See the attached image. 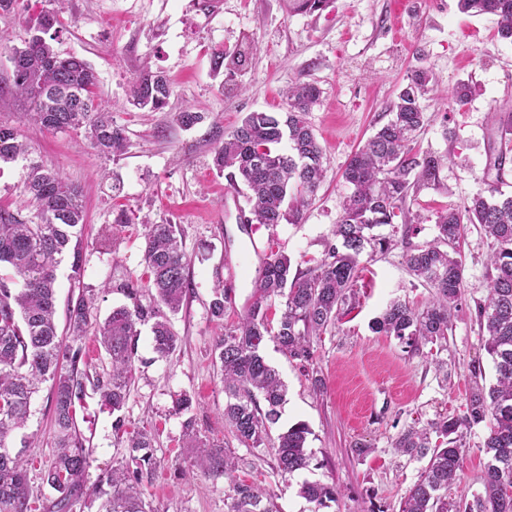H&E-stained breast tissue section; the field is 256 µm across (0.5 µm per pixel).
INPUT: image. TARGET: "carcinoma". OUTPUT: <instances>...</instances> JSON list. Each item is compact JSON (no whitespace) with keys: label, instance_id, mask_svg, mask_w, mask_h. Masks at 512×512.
Returning a JSON list of instances; mask_svg holds the SVG:
<instances>
[{"label":"carcinoma","instance_id":"1","mask_svg":"<svg viewBox=\"0 0 512 512\" xmlns=\"http://www.w3.org/2000/svg\"><path fill=\"white\" fill-rule=\"evenodd\" d=\"M332 0H292L294 12L313 13ZM461 12L497 17L498 34L512 43V0H458ZM23 23L27 37L20 47L0 40V52L18 58L10 83L0 85V97L11 94L26 104L20 122L58 131H82L105 156H119L127 148L125 129L112 120L108 106L96 92L93 67L76 55H62L52 44L51 30L59 14L42 9ZM253 43L231 55L217 50L213 71L230 70L245 60ZM430 70L418 68L397 94L393 117L382 125L349 159L342 177L351 193L337 220L334 241L326 245L315 266L293 271L291 258L271 254L254 282L252 301L238 321L224 326L215 344L224 382V421L247 448L271 440L268 425L276 423L285 397V385L264 356L266 343H276L289 358L313 362V341L334 327L360 303L361 258H373L401 244L409 273L431 288V300L416 308L393 301L374 321L375 329L393 336L410 352L423 353L428 345L443 347L463 296L465 265L462 243L465 225L477 224L490 241L489 288L475 302V316L485 333L484 348L496 371V383L485 387L476 377L460 418H440L422 429L399 435L394 450L411 458H428L418 479L406 492L400 512H512V195L503 193L501 173L512 151V106L499 116L500 150L494 161L496 178L485 192L463 209L436 213V236L422 244L411 242L418 227L405 202L410 193L440 182L444 158L422 153L412 142L426 122L421 100L432 91ZM169 80L145 67L134 79L130 103L160 110L171 96ZM320 95L319 87L299 82L288 88L284 112L253 111L225 135L215 150L213 166L227 173L229 186L245 188L251 204L247 224L265 228L275 236L280 224H296L323 181L324 149L306 114ZM29 154L21 128L0 123V163L15 162ZM26 206L32 218L0 209V512H30L28 460L24 449L34 436L24 435L22 450L13 453L9 442L25 428L33 395L50 383L56 450L43 482L54 492L50 512H73L85 495V475L92 456L79 440L75 406L83 399L84 382L79 364L88 335H93L110 358L111 370L93 383L112 411L126 404L129 382L138 361L139 326L151 324L153 350L161 358L177 347L171 316L177 314L188 291L186 254L176 224H148L144 232V258L149 270L146 285L129 283L123 291L129 303L115 307L101 322H90L94 295L80 294L68 304L67 337L58 334L56 269L62 256L73 254L72 271H81L80 236L86 223L81 192L58 171L39 161L26 166ZM389 228L383 233L381 229ZM152 300L142 303L144 292ZM283 310L277 320L268 316L272 301ZM232 303L231 289H213L211 316L221 321ZM192 398L175 399L174 411L182 421L184 447L194 449L195 466L213 477L224 478L226 512H277L273 495L265 488L236 479L240 458L222 445L199 437L189 416ZM487 424L484 440L488 456L482 476L483 491L472 498L448 499V485L464 469V431ZM437 440H432L431 434ZM310 430L296 423L277 437V469L284 477L309 468ZM155 434L142 430L128 441V455L112 467L103 481L110 487L104 512H155L146 499L160 460L155 457ZM299 495L317 508L336 501L334 485L305 482Z\"/></svg>","mask_w":512,"mask_h":512}]
</instances>
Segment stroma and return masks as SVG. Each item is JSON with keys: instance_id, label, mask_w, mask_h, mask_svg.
<instances>
[{"instance_id": "obj_1", "label": "stroma", "mask_w": 512, "mask_h": 512, "mask_svg": "<svg viewBox=\"0 0 512 512\" xmlns=\"http://www.w3.org/2000/svg\"><path fill=\"white\" fill-rule=\"evenodd\" d=\"M393 2L332 0L326 10L301 13L290 10L289 0H29L33 12L60 10L56 49L92 64L97 92L128 137L124 154L105 157L82 134L23 129L32 159L78 186L86 202L81 272L73 274L68 255L57 269L58 323H65L67 303L80 293L95 295L92 316L101 320L125 304V284L147 281L146 224L180 225L190 259L189 290L171 318L179 338L176 350L158 357L151 328L142 325L141 362L121 413L112 414L91 391L77 408L76 429L93 466L87 493L74 512H99V473L124 459L128 437L145 427L155 431L156 456L162 461L147 487L155 512H225L224 481L189 471L193 451L183 447L182 418L173 411L184 392L193 399L201 434L245 459L238 478L274 492L278 512H312V504L298 494L306 481L333 484L339 491L321 512H398L424 463L397 456V437L438 415H463L473 368H481L484 384L494 382L474 314L475 300L485 297L489 285L490 244L470 224L463 245L464 297L439 354L448 364L447 382H440L423 355L406 352L397 339L372 329L390 301L421 307L430 299L429 288L409 274L403 249L396 246L363 258L359 307L314 341L321 390H313L299 361L275 344L266 348L269 364L287 388L270 433L306 423L313 453L309 468L281 477L272 443L245 447L224 421V384L213 349L223 324L236 321L251 301L261 266L251 240L283 251L301 269L321 258L348 192L341 173L350 156L389 120V107L412 70L429 68L437 87L422 102L427 121L416 146L445 159L439 185L406 200L420 217L415 243L433 239L437 210L464 207L487 188L483 174L500 142L491 113L512 102V43L498 37L493 17L463 13L457 0H407L400 15ZM248 39L256 48L243 65L214 75L213 49L231 52ZM146 64L171 84L163 110H140L128 102L131 82ZM463 80L471 84L472 97L459 108L445 94ZM299 81L321 90L307 120L324 149L326 178L301 223L282 224L273 237L263 229L245 234L238 210L246 206V195L238 193L237 207L225 206L229 185L213 169V153L246 113L282 111L283 91ZM188 107L204 115L189 129L178 120ZM122 213L128 224L115 226ZM111 228L113 241L101 246V233ZM228 258L245 266L246 274L234 282L233 305L219 324L209 304ZM48 392L44 386L35 395L27 425L40 437L39 447L26 452L32 512H46L54 497L42 481L54 448ZM119 419L124 425L118 429ZM486 432L481 424L466 433L464 474L449 486V498L468 499L481 491ZM359 444L370 447V454L357 456L353 448Z\"/></svg>"}]
</instances>
